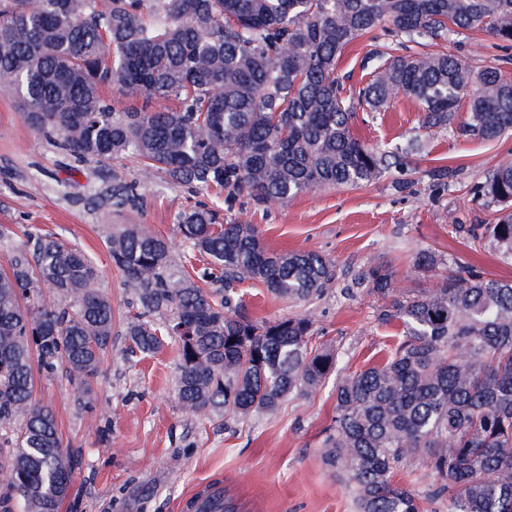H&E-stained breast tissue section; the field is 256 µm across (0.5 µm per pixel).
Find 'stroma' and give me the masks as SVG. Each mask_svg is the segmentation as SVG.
<instances>
[{
	"label": "stroma",
	"mask_w": 512,
	"mask_h": 512,
	"mask_svg": "<svg viewBox=\"0 0 512 512\" xmlns=\"http://www.w3.org/2000/svg\"><path fill=\"white\" fill-rule=\"evenodd\" d=\"M485 29H459L448 37L450 53L473 69L496 64L512 79V50L496 49ZM377 44L366 34L348 47L337 74L346 88L369 81L366 56ZM467 104L454 123L426 131L423 113L407 96L384 112H356L352 131L369 145L397 144L418 137L424 152L407 171H394L358 188L305 192L270 208L239 198L226 206L216 189L198 191L169 185L161 176L142 178L135 159L78 163L22 120L12 94L0 92V268L27 232L53 233L90 255L112 301V345L93 385L90 409L75 403L76 387L65 371L33 369L36 398L54 409L63 449L71 457V488L59 512H187L185 502L213 481L227 499L250 512H356L345 474L330 468L322 443L334 413L333 382L320 391L287 399L272 414L244 423L185 415L174 398L178 356L173 343L144 355L132 351L124 332L136 312L135 299L112 265L106 237L112 226L140 224L167 239L177 263L186 259L179 213L203 203L220 215L257 225L274 253L313 250L331 260L337 276L329 288L304 303L272 297L261 285L243 287L250 316L257 321L313 315L315 346L337 348L341 365L366 368L393 345L396 325L378 321L380 302L357 286L358 272L370 263L393 271L398 287H433L432 274H411L418 253L441 255L450 269L466 267L483 276L512 280V259L502 258L489 241L476 242L469 230L487 224L497 206L472 199L495 166L512 161V135L496 141L462 133ZM139 181V208L121 211L93 204L112 186L113 171Z\"/></svg>",
	"instance_id": "35a3bbf8"
}]
</instances>
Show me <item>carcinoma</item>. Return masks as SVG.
Listing matches in <instances>:
<instances>
[{
    "instance_id": "carcinoma-1",
    "label": "carcinoma",
    "mask_w": 512,
    "mask_h": 512,
    "mask_svg": "<svg viewBox=\"0 0 512 512\" xmlns=\"http://www.w3.org/2000/svg\"><path fill=\"white\" fill-rule=\"evenodd\" d=\"M476 25L511 49L512 0H0V89L78 162L132 155L146 178L220 187L229 207L244 195L269 208L370 183L418 151L416 139L361 142L351 130L356 102L379 112L409 96L432 130L467 96L465 131L490 141L512 134V81L439 49L449 28ZM378 27L432 51L372 53L371 78L346 97L339 61ZM124 98L142 106H118ZM137 189L114 170L96 205L136 208ZM473 200L500 206L473 237L512 258V164L488 172ZM178 224L185 247L207 257L201 278L219 284L214 291L139 226L112 233L107 248L141 309L125 335L144 354L167 339L177 345L182 411L245 422L319 391L340 360L309 346L312 316L255 321L238 289L258 283L306 302L335 280V265L314 251L271 253L254 225L223 222L204 205ZM414 267L435 285L406 291L375 263L356 278L382 301L379 320L398 324L399 341L383 361L336 377L325 457L346 472L358 512H424V501L444 496L448 512H512V282L450 270L431 252ZM112 328L91 257L26 233L0 272V471L24 512H58L71 480L54 411L33 397L32 355L48 373L64 368L85 408ZM415 462L435 477L423 497L394 480Z\"/></svg>"
}]
</instances>
